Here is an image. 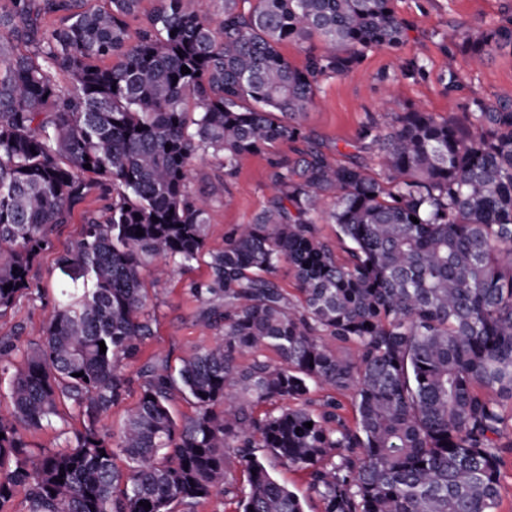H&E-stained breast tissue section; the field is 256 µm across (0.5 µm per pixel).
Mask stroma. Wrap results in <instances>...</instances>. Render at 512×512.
<instances>
[{
    "instance_id": "obj_1",
    "label": "stroma",
    "mask_w": 512,
    "mask_h": 512,
    "mask_svg": "<svg viewBox=\"0 0 512 512\" xmlns=\"http://www.w3.org/2000/svg\"><path fill=\"white\" fill-rule=\"evenodd\" d=\"M393 6L406 23V37L394 50H375L364 57L352 71L321 79L315 103L301 117L307 144L330 161L365 165L374 177H382L377 146L361 142L359 131L366 122H374L380 133L391 129L392 115L414 106L440 116L463 112L472 98L512 99V50L495 53L478 67L466 62L457 65L459 88L448 92V55L456 49L454 34L475 24H497L512 16V0H393ZM420 58L422 76H403L402 64ZM298 146L283 141L264 154L241 158L231 179L219 176V158L209 156L192 164L191 187L204 196L211 207L207 247L224 246L225 234L237 224L251 222L278 194L274 161L296 159ZM80 220L57 225L51 235V248L35 260L30 272L39 283L38 293L20 298L6 317L0 318V336H11L20 349H27L42 335L49 313L58 295L53 275L56 260L81 236ZM205 259L188 268L175 269L167 281L147 284L153 314V334L144 347L145 355L166 357L172 369H179L183 359L214 342L211 330L197 323L195 315L201 304L188 292L190 281L205 278ZM77 416L68 421L26 434L33 451L68 450L73 432L81 428ZM257 455L271 475L292 490L304 503L305 512H319L305 473L281 464L268 450Z\"/></svg>"
}]
</instances>
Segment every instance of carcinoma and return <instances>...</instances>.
I'll list each match as a JSON object with an SVG mask.
<instances>
[{
    "instance_id": "cac0c4a2",
    "label": "carcinoma",
    "mask_w": 512,
    "mask_h": 512,
    "mask_svg": "<svg viewBox=\"0 0 512 512\" xmlns=\"http://www.w3.org/2000/svg\"><path fill=\"white\" fill-rule=\"evenodd\" d=\"M142 2L0 0V317L33 293L53 227L94 191L112 194L57 259L43 336L22 353L0 338L1 358L21 353L4 365L0 512L19 486L28 512H176L220 491L239 512H304L257 448L305 472L320 512H497L512 448L511 100L473 99L460 119L415 107L385 136L363 125L382 181L312 149L274 162L280 195L189 283L216 341L175 373L144 362L137 404L118 434L103 431L152 335L144 272L206 249L192 161L218 155L231 178L241 157L305 139L320 79L398 48L406 30L393 0H211V12L156 0L145 15ZM314 38L322 49L301 68L280 52ZM457 39L481 64L512 49V16ZM329 197L342 260L315 225ZM179 397L195 407L182 421ZM69 410L82 418L70 449L34 454L23 432Z\"/></svg>"
}]
</instances>
